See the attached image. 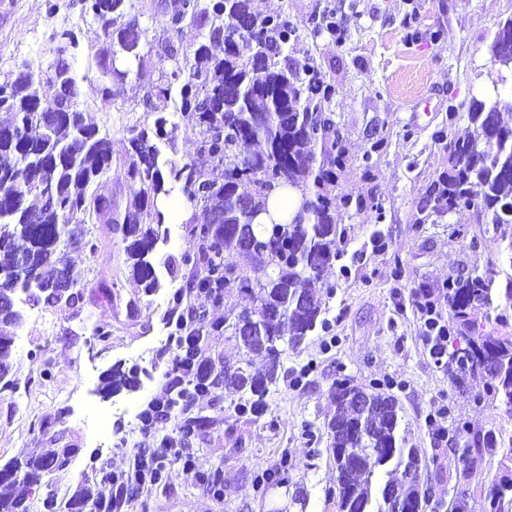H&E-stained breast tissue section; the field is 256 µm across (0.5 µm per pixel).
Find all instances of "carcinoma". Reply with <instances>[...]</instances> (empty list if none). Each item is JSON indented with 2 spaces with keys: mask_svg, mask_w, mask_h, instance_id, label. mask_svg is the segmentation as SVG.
Returning <instances> with one entry per match:
<instances>
[{
  "mask_svg": "<svg viewBox=\"0 0 512 512\" xmlns=\"http://www.w3.org/2000/svg\"><path fill=\"white\" fill-rule=\"evenodd\" d=\"M84 15L103 29V45L93 59L99 73L96 90L101 100L112 102V86L128 71L116 65L117 54L137 58L143 30L128 16L127 0H80ZM322 32L340 39L335 9L327 6ZM171 29L201 30L194 63L169 46L170 67L146 94V111L159 114L151 128H128L129 162L124 171L133 202L119 210L112 191L102 181L112 172V141L86 121L80 109L81 86L64 57L66 46L77 45L74 31L63 29L54 38L61 43L50 70L36 78L19 69L0 83V111L11 120L0 123V386L10 388L14 329L21 320L15 295L22 292L39 303L82 310L81 274L58 251L61 238L74 249L94 251L87 224H119L130 262L132 278L149 291L159 286L149 259L158 242L166 241L165 215L158 200L179 189L186 200L209 207L211 220L195 224L190 232L197 251L184 258L195 270L187 289H176L169 300L166 320L177 316L185 292L223 300L224 284L240 282L254 297L251 312L265 322L267 335L254 334L248 312L225 325L206 314L193 313L187 327L191 336L212 330L230 331L247 352L263 354L268 361L281 357L316 330L329 328L322 297L311 288L326 268L343 259L338 243L345 228L336 223V207L356 204L385 219L374 197L352 199L335 194L339 173L346 168V136L330 110L333 95L321 67L306 54L295 56L297 28L281 13L258 19L251 0H175L169 11ZM490 52L495 61L512 67V33L494 35ZM179 110L191 114L200 128L194 155L182 161L162 158L158 142L169 140L167 128L172 96ZM512 111V97L500 94L474 99L468 119L477 137L450 139L447 126L433 137L448 140V169L419 198L416 223L426 224L459 210H476L491 217L495 228L512 237V127L501 112ZM261 146L252 152L250 147ZM224 166V182L207 174V166ZM295 188L306 197V209L286 223L258 224L269 197ZM268 244L259 256L246 248L244 238ZM250 259V277L236 256ZM31 257L36 279L14 276L19 258ZM493 280L486 274L448 281L441 301L428 299L426 289L416 296L424 308L448 307V336L461 338L460 355L448 354V371L464 373L483 383L486 394L512 414V336L483 332L473 320L474 310L492 302ZM276 368L256 377L242 366L213 368L211 382L202 389L230 384L252 394L242 411H264L263 395L273 382ZM349 381L336 380L331 391L335 411L326 423L337 472L339 512H424L423 491L428 462L399 438L396 398L379 384L365 390V403L348 399ZM193 394L189 390L167 398L168 409L185 414ZM206 420L188 417L182 425L184 440L198 435ZM70 451L33 453L24 461L0 469V512H27L22 500L8 487L18 474L34 481L45 471H63ZM385 472L386 480L375 483ZM484 501L486 512H512V479L492 483Z\"/></svg>",
  "mask_w": 512,
  "mask_h": 512,
  "instance_id": "1",
  "label": "carcinoma"
}]
</instances>
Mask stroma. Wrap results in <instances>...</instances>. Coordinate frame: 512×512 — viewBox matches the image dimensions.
<instances>
[{
	"label": "stroma",
	"mask_w": 512,
	"mask_h": 512,
	"mask_svg": "<svg viewBox=\"0 0 512 512\" xmlns=\"http://www.w3.org/2000/svg\"><path fill=\"white\" fill-rule=\"evenodd\" d=\"M52 1L58 6L53 14ZM130 2L146 8L140 56L115 84L112 102L105 103L94 92L91 66L103 31L99 23L82 19L77 0H0V82L24 64L35 75L45 74L58 54L54 31L74 28L78 44L67 48L65 57L84 91L82 110L112 140L117 164L112 197L123 207L131 196L118 167L126 157L127 128L153 123L144 96L168 68V45L189 52L200 39L193 28L180 36L172 31L163 0ZM328 5L345 29L343 40L314 32ZM252 6L261 16L287 12L297 23V48L322 67L333 87L331 108L346 130L349 161L338 190L374 196L385 219L376 223L368 209H337L336 220L346 229L343 263L350 271L344 276L331 266L317 284L329 332L315 331L286 349L261 415L241 413L247 394L229 386L195 397L190 413L206 417L208 426L186 445L192 468L174 463L168 483L145 486L122 500L119 512H339L325 424L333 411L330 392L341 378L362 387L388 383L401 408L400 436L426 458L439 428L462 423L469 432L499 439L512 432V416L484 396L481 384L450 375L430 356L412 294L418 286L439 294L449 280L476 270L492 275L497 290L512 285V259L489 218L470 210L449 215L444 224L415 221L419 197L448 167L446 144L434 139V131L447 124L451 136L473 134L463 105L492 95L494 88L512 87V71L499 70L490 53L499 23L512 18V0H252ZM433 30L439 38H430ZM452 104L460 108L453 122ZM378 140L383 148L373 155L371 169H363L364 152ZM191 212V223L169 224L167 242L152 255L160 280L155 291H145L130 276L122 234L92 224L88 231L96 250L66 252L87 294L81 314L19 302L22 321L12 345L15 388L0 392V467L41 448L71 451L68 471L16 481L13 493L29 512H49L74 495L89 502L111 497L101 469H126L138 446L155 448L162 438L179 437L181 417L172 416L146 438L138 415L167 388L168 298L192 275L182 261L197 249L190 226L207 219L203 206ZM452 223L461 236L449 237ZM378 228L387 242L382 249L371 238ZM102 284L111 298L95 297ZM184 303L231 321L252 307L253 297L233 281L224 286L223 303L196 293ZM88 319L109 326L108 341L85 329ZM202 357L219 366L248 365L256 376L267 371L264 356L247 353L224 331L208 336ZM116 368L135 384L104 392L105 379ZM283 467L287 480L273 481ZM469 474L466 482H456L449 453L430 465L432 495L425 512H449L460 497L469 512H479L488 487L512 478V462L476 454Z\"/></svg>",
	"instance_id": "35a3bbf8"
}]
</instances>
